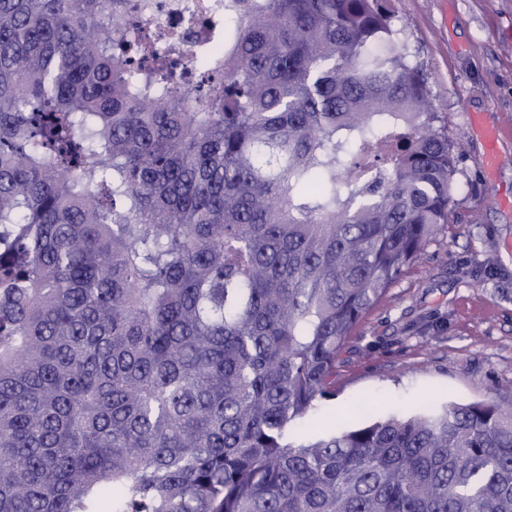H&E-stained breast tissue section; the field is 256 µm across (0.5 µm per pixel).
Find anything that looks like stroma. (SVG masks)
<instances>
[{"instance_id": "obj_1", "label": "stroma", "mask_w": 512, "mask_h": 512, "mask_svg": "<svg viewBox=\"0 0 512 512\" xmlns=\"http://www.w3.org/2000/svg\"><path fill=\"white\" fill-rule=\"evenodd\" d=\"M457 155L447 226L358 324L336 394L299 431L353 428L427 401L512 404V0H392ZM503 149L492 173L483 129Z\"/></svg>"}]
</instances>
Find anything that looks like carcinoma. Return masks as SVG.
<instances>
[{"instance_id":"cac0c4a2","label":"carcinoma","mask_w":512,"mask_h":512,"mask_svg":"<svg viewBox=\"0 0 512 512\" xmlns=\"http://www.w3.org/2000/svg\"><path fill=\"white\" fill-rule=\"evenodd\" d=\"M390 0H0V512H512V408L293 435L448 223ZM198 1L214 0H153L155 8L148 17V22L154 28L165 29L178 13H184L187 6Z\"/></svg>"}]
</instances>
